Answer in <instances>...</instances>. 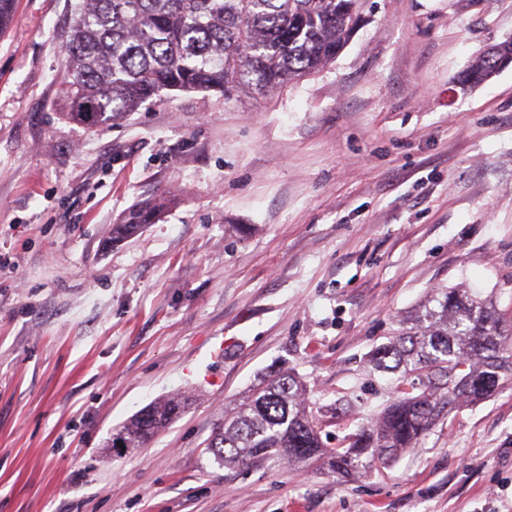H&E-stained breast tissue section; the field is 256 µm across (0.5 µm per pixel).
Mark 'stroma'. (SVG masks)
Returning a JSON list of instances; mask_svg holds the SVG:
<instances>
[{
	"mask_svg": "<svg viewBox=\"0 0 512 512\" xmlns=\"http://www.w3.org/2000/svg\"><path fill=\"white\" fill-rule=\"evenodd\" d=\"M336 60L280 93L161 96L67 117L70 0L0 30V512H512V381L390 466L233 471L226 405L291 368L326 447L390 399L372 350L434 290L512 311V0H376ZM158 219L116 239L132 206ZM185 413L106 448L167 395ZM495 48V53L487 52L472 62L463 77L466 86L479 85L512 64V39L503 41Z\"/></svg>",
	"mask_w": 512,
	"mask_h": 512,
	"instance_id": "35a3bbf8",
	"label": "stroma"
}]
</instances>
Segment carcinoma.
I'll return each mask as SVG.
<instances>
[{"instance_id":"cac0c4a2","label":"carcinoma","mask_w":512,"mask_h":512,"mask_svg":"<svg viewBox=\"0 0 512 512\" xmlns=\"http://www.w3.org/2000/svg\"><path fill=\"white\" fill-rule=\"evenodd\" d=\"M369 0H75L65 46L71 119L116 122L162 93L218 91L267 95L333 62ZM512 64V39L472 62L476 86ZM159 205H142L112 225L124 238L150 223ZM375 371L392 375V400L347 446L326 448L294 373L259 380L215 425L208 451L232 470L269 459L324 460L350 478L389 464L457 409L494 396L512 375V314L466 288H444L399 323L373 350ZM173 394L126 421L111 447L144 448L185 409Z\"/></svg>"}]
</instances>
